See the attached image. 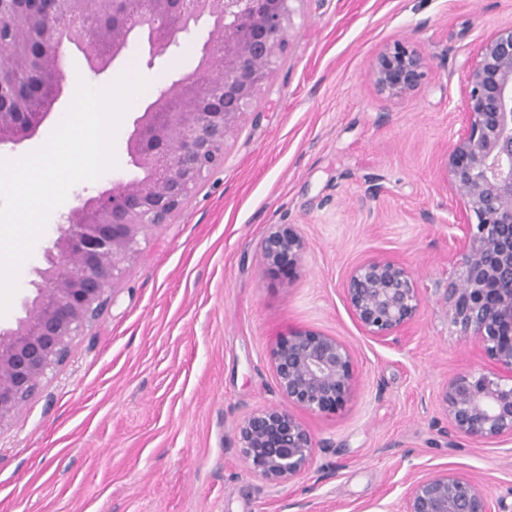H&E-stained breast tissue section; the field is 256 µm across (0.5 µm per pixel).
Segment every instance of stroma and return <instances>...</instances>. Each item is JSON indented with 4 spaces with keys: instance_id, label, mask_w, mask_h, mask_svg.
<instances>
[{
    "instance_id": "35a3bbf8",
    "label": "stroma",
    "mask_w": 512,
    "mask_h": 512,
    "mask_svg": "<svg viewBox=\"0 0 512 512\" xmlns=\"http://www.w3.org/2000/svg\"><path fill=\"white\" fill-rule=\"evenodd\" d=\"M511 25L512 0H302L223 164L172 223L147 232L113 304L0 429V512H400L414 481L446 468L512 512V439L455 433L440 399L452 376L491 366L444 300L459 202L442 169L461 126L462 69ZM211 29L202 17L159 53L130 37L100 74L67 44V83L102 86L133 65L150 85L117 134V169L73 186L52 213L1 325L34 296L79 198L137 176L125 152L135 119L197 67ZM397 40L428 67L403 99L373 75ZM280 224L305 243L288 272L262 256ZM371 256L409 267L422 297L416 324L385 343L362 332L343 292ZM298 329L344 341L356 374L335 413L295 408L317 448L308 476L275 486L247 469L238 427L280 402L270 351Z\"/></svg>"
}]
</instances>
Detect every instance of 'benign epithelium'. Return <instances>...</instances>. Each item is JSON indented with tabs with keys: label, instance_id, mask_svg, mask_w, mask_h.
<instances>
[{
	"label": "benign epithelium",
	"instance_id": "7a95c632",
	"mask_svg": "<svg viewBox=\"0 0 512 512\" xmlns=\"http://www.w3.org/2000/svg\"><path fill=\"white\" fill-rule=\"evenodd\" d=\"M298 0H147L137 14L129 0H0V145L35 136L62 95L52 39L60 19L90 69H107L135 28L166 47L187 30L190 15H208L201 80L180 79L134 121L126 140L133 181L118 180L74 207L45 250L35 296L25 316L0 327V427L67 357L77 336L113 301L114 290L140 251L141 237L170 223L224 162V148L277 69ZM376 85L390 98L413 93L426 79L422 54L396 41L374 64ZM463 123L451 140L444 177L460 207L452 227L458 279L448 286V315L462 336L477 342L499 369L512 374V26L479 45L462 75ZM304 247L288 224L264 239L272 267H293ZM343 290L363 332L378 341L397 337L418 318L422 298L413 272L372 257L353 266ZM277 387L286 401L247 416L239 425L240 451L249 471L274 485L309 471L315 440L290 407L334 413L351 391L355 365L334 336L303 329L271 350ZM442 402L454 431L465 437H512V377L496 372L454 376ZM403 512H495L479 484L444 469L408 489Z\"/></svg>",
	"mask_w": 512,
	"mask_h": 512
}]
</instances>
